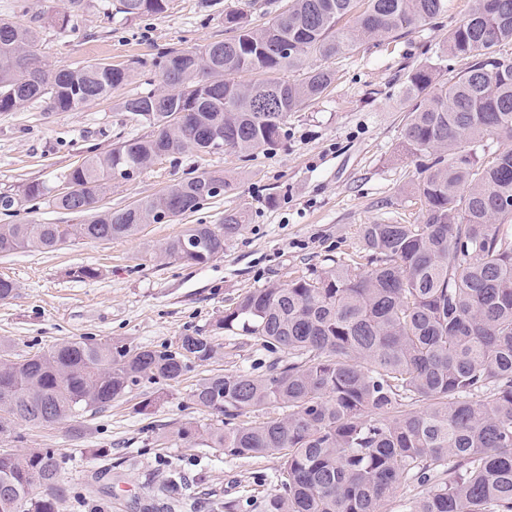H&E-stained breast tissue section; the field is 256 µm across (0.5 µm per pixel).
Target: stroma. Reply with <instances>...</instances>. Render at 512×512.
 <instances>
[{
  "mask_svg": "<svg viewBox=\"0 0 512 512\" xmlns=\"http://www.w3.org/2000/svg\"><path fill=\"white\" fill-rule=\"evenodd\" d=\"M115 0H92L75 29L49 24L62 0H0V18L37 22V49L56 67L88 61L131 65V82L110 98L70 112H49L34 101L0 112V193L29 182L55 184L89 153L110 151L121 139L146 136L148 124L118 108L130 95L160 87L157 60L172 47H199L224 33V10L244 11L260 25L276 16L285 0H219L209 12L198 0H173L166 14L128 21ZM473 0H448L433 23L382 42L367 41L328 61L333 81L320 98L288 118V139L276 150L243 159L235 153L168 157L136 180L113 182L104 207L119 210L162 191L189 173L220 169L229 180L223 194L198 212L152 224L138 236L111 241L76 240L49 253L18 250L0 255V278L17 285L0 301V336L15 355L45 352L56 344L89 336L121 339L134 347H174L179 336L210 333L225 308L253 288L322 271L328 259H347L360 247L364 224H413L421 215L418 185L426 174L419 156L403 147L407 74L439 64V79L455 75L460 59H441L451 28ZM245 210L248 221L204 266L159 263L153 248L191 224H219L228 210ZM100 270L95 279L73 272ZM223 356L217 368L263 373L269 353L254 340L218 335ZM191 368L183 381L166 386L142 380L122 399L86 414L84 434L67 426L23 429L24 447L51 448L62 460L66 494L58 512H90L80 498L89 485L109 484L100 512H224L228 500L260 503L276 493L280 461L273 456L231 458L216 448L191 445L174 429L207 412L188 394L202 376ZM156 399L150 412L139 409ZM5 440L8 448L20 445Z\"/></svg>",
  "mask_w": 512,
  "mask_h": 512,
  "instance_id": "obj_1",
  "label": "stroma"
}]
</instances>
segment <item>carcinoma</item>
I'll return each instance as SVG.
<instances>
[{
  "label": "carcinoma",
  "mask_w": 512,
  "mask_h": 512,
  "mask_svg": "<svg viewBox=\"0 0 512 512\" xmlns=\"http://www.w3.org/2000/svg\"><path fill=\"white\" fill-rule=\"evenodd\" d=\"M127 20L161 15L172 0H120ZM91 0H64L51 22L74 26ZM446 0H288L266 26L224 11L230 36L200 48H170L163 86L124 98L119 108L153 133L84 157L58 196L44 182L0 193V211L28 202L86 214L85 224H0V254L47 253L69 240L110 241L142 232L150 217L175 221L202 209L226 185L203 170L136 205L96 206L112 181H132L169 156L234 152L249 157L288 138V117L322 96L330 59L365 41L429 24ZM37 27L0 18V112L41 99L52 112L76 110L127 84L131 68L106 62L55 68L37 52ZM512 0H474L448 32L445 54L464 67L440 81L435 66L410 71L404 142L431 158L418 186L416 224H365L361 248L320 273L269 282L224 309L214 329L260 342L276 358L265 373L211 372L196 380L192 404L210 422H186L176 436L231 457L280 459L279 492L261 512H382L394 489L419 492L406 512H512V150L487 154V135L512 138ZM258 76L251 82L241 75ZM224 132V148L209 134ZM192 224L154 253L206 265L246 223ZM218 355L200 331L173 350L131 349L85 337L19 360L0 361V437L11 425H66L124 397L144 379L175 385ZM277 413L262 422L244 417ZM55 450L0 452V512H58L64 496Z\"/></svg>",
  "instance_id": "carcinoma-1"
}]
</instances>
